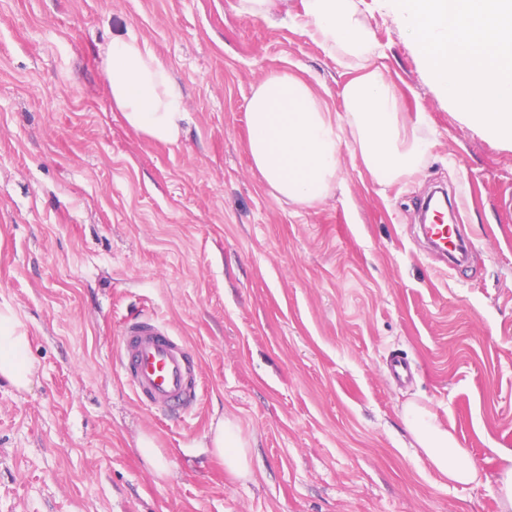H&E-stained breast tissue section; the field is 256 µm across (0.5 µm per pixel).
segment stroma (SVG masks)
I'll list each match as a JSON object with an SVG mask.
<instances>
[{
    "mask_svg": "<svg viewBox=\"0 0 512 512\" xmlns=\"http://www.w3.org/2000/svg\"><path fill=\"white\" fill-rule=\"evenodd\" d=\"M385 72L431 142L377 184L342 147L336 189L274 196L248 153L247 104L298 70L343 111L349 75L287 21L239 0H0V305L30 336L28 389L0 381V512H504L512 462V147L430 79L387 0H356ZM129 31L181 89L179 146L113 111L100 48ZM462 196L469 263L424 249L434 187ZM157 316L197 352L183 423L139 405L113 353ZM407 357L411 380L388 375ZM430 410L481 467L448 482L402 420ZM251 450L235 477L210 436ZM156 440L157 475L137 452ZM211 443L214 453L224 459V467L229 473L240 478L250 476V448L236 425L229 421L219 423ZM137 449L140 455L154 467L158 475L162 476L166 474V463L159 448H156L152 438L146 436L142 437L139 440Z\"/></svg>",
    "mask_w": 512,
    "mask_h": 512,
    "instance_id": "obj_1",
    "label": "stroma"
}]
</instances>
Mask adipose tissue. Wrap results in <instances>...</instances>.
Wrapping results in <instances>:
<instances>
[{"mask_svg": "<svg viewBox=\"0 0 512 512\" xmlns=\"http://www.w3.org/2000/svg\"><path fill=\"white\" fill-rule=\"evenodd\" d=\"M292 22L350 78L341 92L340 112L332 111L325 98L289 72L269 74L253 91L248 103L249 155L267 186L276 196L298 204L323 201L336 187L346 141L378 184L417 174L429 147L421 135L426 116L406 115L400 94L380 65L384 49L372 38L354 0H301ZM101 58L113 110L146 138L179 145L188 112L169 70L146 43L135 34L118 33ZM33 377L27 331L11 307H0V378L25 390ZM402 419L436 471L456 483L479 480L472 455L428 409L407 405ZM211 443L229 473L250 476L249 450L236 425L219 423Z\"/></svg>", "mask_w": 512, "mask_h": 512, "instance_id": "obj_1", "label": "adipose tissue"}]
</instances>
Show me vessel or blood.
<instances>
[{"mask_svg":"<svg viewBox=\"0 0 512 512\" xmlns=\"http://www.w3.org/2000/svg\"><path fill=\"white\" fill-rule=\"evenodd\" d=\"M135 399L185 420L198 403L193 360L186 341L150 316L129 320L115 353Z\"/></svg>","mask_w":512,"mask_h":512,"instance_id":"vessel-or-blood-1","label":"vessel or blood"}]
</instances>
